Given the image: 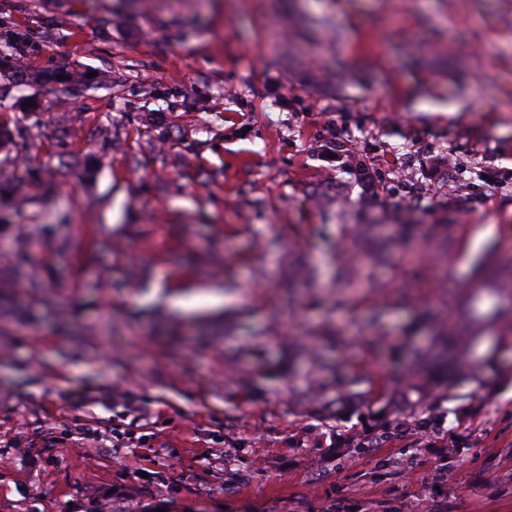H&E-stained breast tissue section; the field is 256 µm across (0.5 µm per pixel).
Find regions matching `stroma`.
Here are the masks:
<instances>
[{"label": "stroma", "mask_w": 512, "mask_h": 512, "mask_svg": "<svg viewBox=\"0 0 512 512\" xmlns=\"http://www.w3.org/2000/svg\"><path fill=\"white\" fill-rule=\"evenodd\" d=\"M14 23L32 69L93 79L0 90L41 120L0 178L56 166L61 110L77 158L0 207V512H512V303L463 293L512 259V0H0Z\"/></svg>", "instance_id": "35a3bbf8"}]
</instances>
